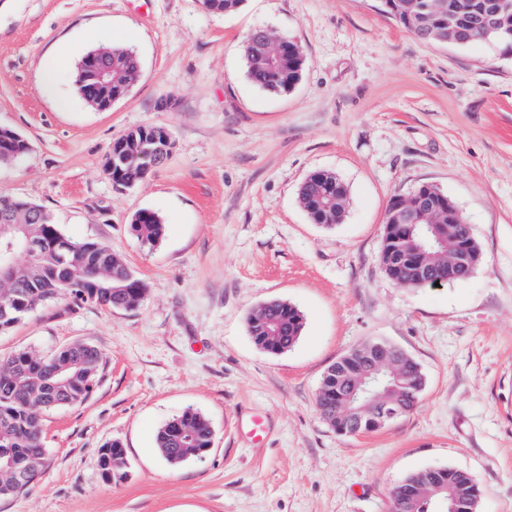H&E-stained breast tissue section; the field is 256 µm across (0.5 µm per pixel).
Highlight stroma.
Instances as JSON below:
<instances>
[{
	"label": "stroma",
	"mask_w": 512,
	"mask_h": 512,
	"mask_svg": "<svg viewBox=\"0 0 512 512\" xmlns=\"http://www.w3.org/2000/svg\"><path fill=\"white\" fill-rule=\"evenodd\" d=\"M262 27L306 64L276 95L246 76ZM123 35L140 60L125 97L99 111L65 50ZM169 131L168 161L133 189L103 169L112 141ZM0 127L25 154L0 164V195L42 206L76 241L108 245L146 287L133 310L67 300L0 333V358L77 341L104 356L83 403L43 417L47 465L0 512H388L413 472L469 471L478 512H512V57L490 44L423 42L379 0H0ZM349 189L342 223H312L308 174ZM430 183L458 206L483 258L466 280L405 288L378 263L390 199ZM156 212L155 247L131 222ZM283 300L304 315L295 346L259 349L247 319ZM372 341L421 366L410 414L343 436L315 405L327 368ZM192 409L214 429L173 466L158 429ZM265 433L252 441V418ZM120 440L128 479L106 482L101 448Z\"/></svg>",
	"instance_id": "stroma-1"
}]
</instances>
